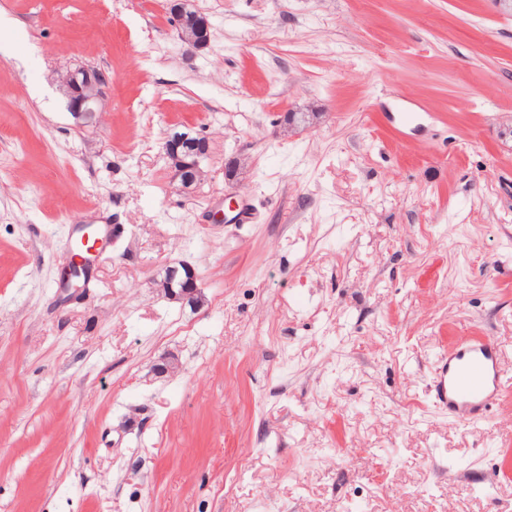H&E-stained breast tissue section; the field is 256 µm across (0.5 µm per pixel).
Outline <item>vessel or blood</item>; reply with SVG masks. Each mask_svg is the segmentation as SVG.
Wrapping results in <instances>:
<instances>
[{"instance_id": "1", "label": "vessel or blood", "mask_w": 512, "mask_h": 512, "mask_svg": "<svg viewBox=\"0 0 512 512\" xmlns=\"http://www.w3.org/2000/svg\"><path fill=\"white\" fill-rule=\"evenodd\" d=\"M505 388L494 342L473 336L439 355L431 391L435 404L447 411L450 421L475 425L498 404Z\"/></svg>"}]
</instances>
